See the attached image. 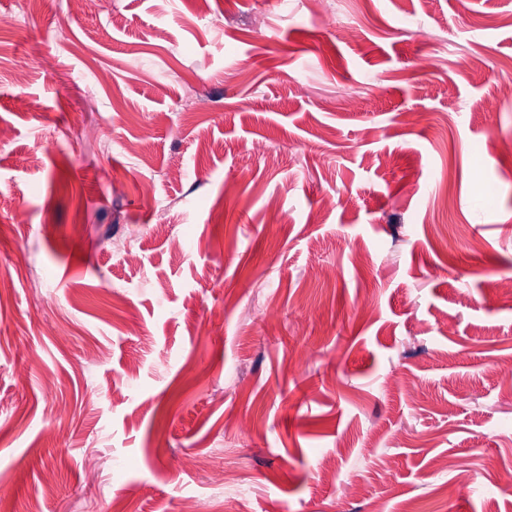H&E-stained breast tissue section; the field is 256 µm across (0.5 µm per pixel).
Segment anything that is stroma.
<instances>
[{
	"mask_svg": "<svg viewBox=\"0 0 512 512\" xmlns=\"http://www.w3.org/2000/svg\"><path fill=\"white\" fill-rule=\"evenodd\" d=\"M510 76L512 0H0V512H512Z\"/></svg>",
	"mask_w": 512,
	"mask_h": 512,
	"instance_id": "obj_1",
	"label": "stroma"
}]
</instances>
